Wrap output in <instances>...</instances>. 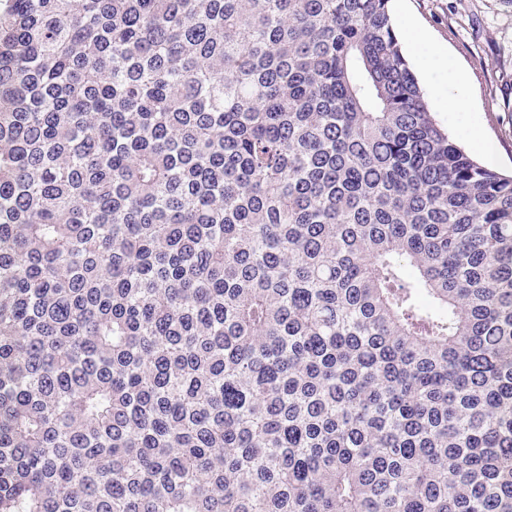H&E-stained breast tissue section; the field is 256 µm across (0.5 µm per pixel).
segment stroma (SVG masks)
I'll return each instance as SVG.
<instances>
[{"label":"stroma","instance_id":"35a3bbf8","mask_svg":"<svg viewBox=\"0 0 512 512\" xmlns=\"http://www.w3.org/2000/svg\"><path fill=\"white\" fill-rule=\"evenodd\" d=\"M430 112L477 161L512 172V0H391ZM458 99L449 108V99Z\"/></svg>","mask_w":512,"mask_h":512}]
</instances>
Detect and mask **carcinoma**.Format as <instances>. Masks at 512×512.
Here are the masks:
<instances>
[{"instance_id": "cac0c4a2", "label": "carcinoma", "mask_w": 512, "mask_h": 512, "mask_svg": "<svg viewBox=\"0 0 512 512\" xmlns=\"http://www.w3.org/2000/svg\"><path fill=\"white\" fill-rule=\"evenodd\" d=\"M390 0H6L0 512H512V175Z\"/></svg>"}]
</instances>
